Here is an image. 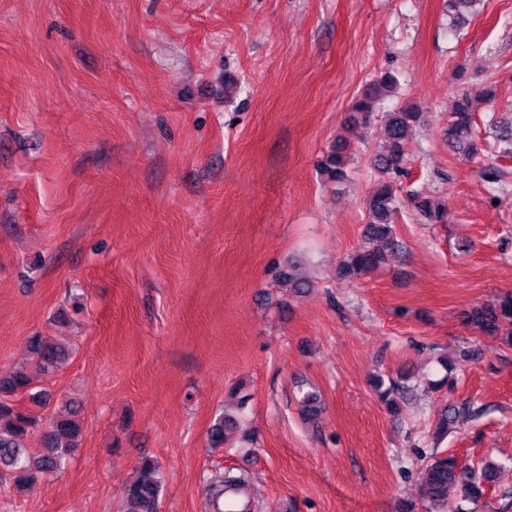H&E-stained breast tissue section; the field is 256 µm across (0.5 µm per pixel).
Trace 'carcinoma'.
Wrapping results in <instances>:
<instances>
[{
    "mask_svg": "<svg viewBox=\"0 0 512 512\" xmlns=\"http://www.w3.org/2000/svg\"><path fill=\"white\" fill-rule=\"evenodd\" d=\"M482 0H451L455 26L463 25L478 11ZM397 86L394 75L386 73L376 80L375 95H367L356 101L357 112L374 110L378 96ZM472 92L464 89L459 101L448 118V146L470 157L479 153L473 136V120L470 101ZM420 125V113L409 108L385 114V144L372 156L371 165L379 173V179L366 200L368 218L362 230V240L347 261L342 264L345 277H361L385 262V250L397 246L394 232V214L397 201L393 175L400 172L406 162L405 146ZM348 145L344 138H336L320 163V171L327 179L339 183L344 180ZM419 209L431 224H445L448 208L443 204L424 201ZM297 264L288 261L277 268L275 279L279 288L303 293L310 283L298 276ZM466 322L479 326L490 334H499L512 346V292L498 295L483 307L463 313ZM30 349L34 367L43 374L54 372L65 359V346L51 342L42 336L30 337ZM28 399L31 407L18 405L17 397ZM48 396L33 390L27 370H18L7 377H0V479L6 478L16 491L23 492L31 486L34 475L44 470L59 469L66 463L73 448L82 436V426L72 411L48 412ZM479 410L466 402L443 414L434 426L433 436L448 434V428L464 418L477 416ZM238 427L236 416L224 411L215 415L207 434L211 448H222L229 435ZM38 434L39 448H28V439ZM495 467L484 463L478 468H461L452 456H433L424 468L419 487L421 506L427 512H459L458 505L449 499L451 488H456L460 500L478 501L486 484L494 481ZM241 480L227 477L210 489L207 506L209 512H221L224 491L236 486ZM162 492L159 462L143 457L136 465V473L126 485L119 512H158Z\"/></svg>",
    "mask_w": 512,
    "mask_h": 512,
    "instance_id": "1",
    "label": "carcinoma"
}]
</instances>
